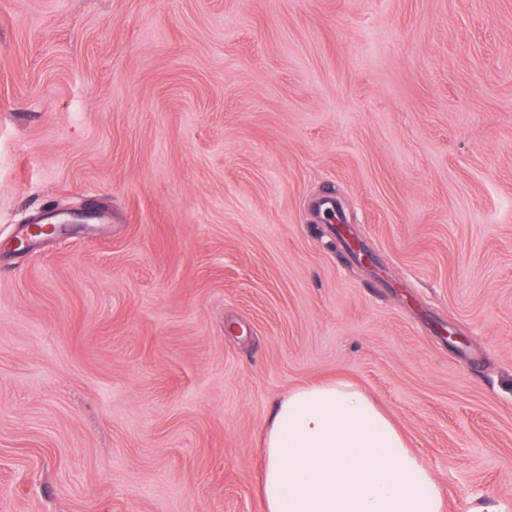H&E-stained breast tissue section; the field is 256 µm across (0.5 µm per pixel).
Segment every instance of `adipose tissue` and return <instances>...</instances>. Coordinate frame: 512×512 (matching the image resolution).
<instances>
[{
	"mask_svg": "<svg viewBox=\"0 0 512 512\" xmlns=\"http://www.w3.org/2000/svg\"><path fill=\"white\" fill-rule=\"evenodd\" d=\"M263 446L265 512H443L430 467L349 383L288 392L265 425Z\"/></svg>",
	"mask_w": 512,
	"mask_h": 512,
	"instance_id": "obj_1",
	"label": "adipose tissue"
}]
</instances>
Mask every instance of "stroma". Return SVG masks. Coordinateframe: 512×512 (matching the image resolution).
I'll return each instance as SVG.
<instances>
[{
	"instance_id": "obj_1",
	"label": "stroma",
	"mask_w": 512,
	"mask_h": 512,
	"mask_svg": "<svg viewBox=\"0 0 512 512\" xmlns=\"http://www.w3.org/2000/svg\"><path fill=\"white\" fill-rule=\"evenodd\" d=\"M338 380L512 512V0H0V512H264Z\"/></svg>"
}]
</instances>
